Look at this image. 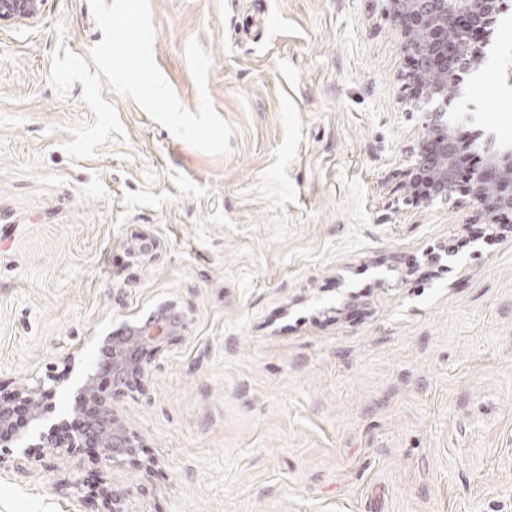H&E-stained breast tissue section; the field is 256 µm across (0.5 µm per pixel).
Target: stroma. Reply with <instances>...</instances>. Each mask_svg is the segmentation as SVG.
Returning <instances> with one entry per match:
<instances>
[{
  "mask_svg": "<svg viewBox=\"0 0 512 512\" xmlns=\"http://www.w3.org/2000/svg\"><path fill=\"white\" fill-rule=\"evenodd\" d=\"M149 6L191 112L184 49L209 51L229 154L105 85L123 133L71 158L95 116L48 75L57 47L102 40L89 0L0 25V395L173 302L183 340L114 401L144 446L103 476L134 512H512V232L425 268L483 216L406 188L422 122L386 0ZM482 40L450 110L486 158L512 150V0ZM138 233L157 247L137 263ZM26 459L0 469V512H107L75 485L86 455Z\"/></svg>",
  "mask_w": 512,
  "mask_h": 512,
  "instance_id": "1",
  "label": "stroma"
}]
</instances>
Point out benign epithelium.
Returning <instances> with one entry per match:
<instances>
[{
  "label": "benign epithelium",
  "instance_id": "1",
  "mask_svg": "<svg viewBox=\"0 0 512 512\" xmlns=\"http://www.w3.org/2000/svg\"><path fill=\"white\" fill-rule=\"evenodd\" d=\"M41 0H0V24L31 19L39 12ZM501 0H388V16L404 35V49L414 57L411 79L420 86L421 94L413 106L422 111L423 133L412 152V167L406 171L409 184L419 177L432 185L431 194L423 197L429 203L448 199L458 190L457 160L464 145H473L477 137L460 142L454 133L448 104L458 91L462 73L476 69L483 59V46L475 34L484 32L495 21ZM464 193L479 207L487 223L501 208L512 209V151L489 157L487 166L469 171ZM156 241L142 233L129 247V256L140 261L156 249ZM166 319L150 315L127 326L129 333L112 346V389L97 399V414L87 425L66 441L53 432L39 435V447L68 449L73 454L89 449L92 463L120 466L136 460L143 439L137 430L113 407L112 400L137 391L149 362L182 339L186 315L170 302L161 308ZM52 392L41 384L27 386L0 401V445L17 437L11 422L22 415L33 420L45 418ZM97 494L109 506V512H131L125 494L109 490L98 482Z\"/></svg>",
  "mask_w": 512,
  "mask_h": 512
}]
</instances>
